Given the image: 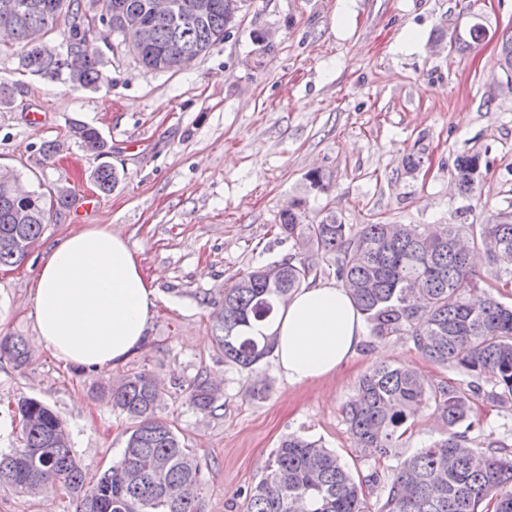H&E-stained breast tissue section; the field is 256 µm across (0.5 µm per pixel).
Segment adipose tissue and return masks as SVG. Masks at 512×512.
<instances>
[{
	"label": "adipose tissue",
	"instance_id": "ef3b65f1",
	"mask_svg": "<svg viewBox=\"0 0 512 512\" xmlns=\"http://www.w3.org/2000/svg\"><path fill=\"white\" fill-rule=\"evenodd\" d=\"M43 347L74 367H112L147 340L157 293L139 256L107 224L62 237L46 254L31 289ZM275 335L276 364L289 383L333 374L357 352L364 318L333 281L300 288L261 324Z\"/></svg>",
	"mask_w": 512,
	"mask_h": 512
}]
</instances>
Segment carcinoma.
Wrapping results in <instances>:
<instances>
[{
    "label": "carcinoma",
    "mask_w": 512,
    "mask_h": 512,
    "mask_svg": "<svg viewBox=\"0 0 512 512\" xmlns=\"http://www.w3.org/2000/svg\"><path fill=\"white\" fill-rule=\"evenodd\" d=\"M18 8L0 13V29L18 46L22 69L75 89L95 90L104 79L102 53L92 43L98 24L117 27L115 5L144 14L151 39L138 60L153 71H175L187 56H201L230 34L238 16L237 0H205L203 14L174 20L154 15L150 0H16ZM68 25L66 51L35 45L32 31ZM82 146L107 154L94 127L80 124ZM460 191L475 192L480 155L460 156L455 165ZM0 183V266L21 262L39 239L51 212L70 204L66 190L55 193ZM93 181L110 192L119 175L108 162ZM302 202L280 215V230L304 238L311 255L273 262L278 276L256 266L224 287V299L211 317L224 360L252 370L273 354L271 336L247 334L256 321L318 275L315 259L347 288L373 337L405 336L429 362L452 369L461 381L430 385L409 366L380 365L363 375L345 408L354 448L379 464L395 453L418 412L429 409L446 427L445 437L418 449L396 466L376 512H512V446L485 430L477 414L479 401L512 409V305L492 296L472 262L484 253L495 276L512 277V222L446 224L430 234L414 224H366L356 234L336 216L305 223ZM19 364L28 360L23 341L0 340V352ZM112 407L132 421L122 456L90 488L83 487L79 463L61 418L45 403H18L20 447L0 451V484L35 497L41 487L57 483L75 494V512H204L194 496L179 497L186 484L199 485L200 466L175 428L158 414L163 395L146 373H131L107 388ZM220 389L199 377L190 401L212 413ZM477 432L478 439L469 438ZM246 512H371L363 483L355 481L339 459L319 442L298 433L283 438L266 465L265 476L246 491Z\"/></svg>",
    "instance_id": "obj_1"
}]
</instances>
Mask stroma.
<instances>
[{
	"instance_id": "stroma-1",
	"label": "stroma",
	"mask_w": 512,
	"mask_h": 512,
	"mask_svg": "<svg viewBox=\"0 0 512 512\" xmlns=\"http://www.w3.org/2000/svg\"><path fill=\"white\" fill-rule=\"evenodd\" d=\"M484 37L459 49L474 23ZM512 35V0H247L229 37L176 71L144 68L104 25L95 43L105 82L77 90L30 74L16 51L0 53V82L14 91L0 110V165L28 189H65L24 260L0 267V339L21 338L29 360H0V450L17 447L19 399L36 398L65 421L84 486L118 461L130 420L103 387L134 372L164 387L160 414L192 448L205 512H245L244 490L271 452L296 432L336 452L354 477L387 473L438 439L421 410L411 434L382 464L355 451L344 406L359 379L406 365L437 384L451 370L426 361L406 337H366L336 373L291 384L274 358L242 371L225 362L210 314L248 268L298 253L279 216L303 202L308 221L336 214L367 224H483L512 215V73L499 64ZM96 127L119 182L100 192V163L73 132ZM61 146L44 157L45 143ZM479 154L480 182L461 193L459 156ZM420 158L407 171L405 160ZM320 186H312L310 173ZM85 224H108L137 251L159 300L146 344L109 369L66 367L40 345L31 281L49 244ZM221 385L222 405L197 411L190 386ZM266 385L264 397L251 390ZM0 512H74L60 487L24 497L0 485Z\"/></svg>"
}]
</instances>
